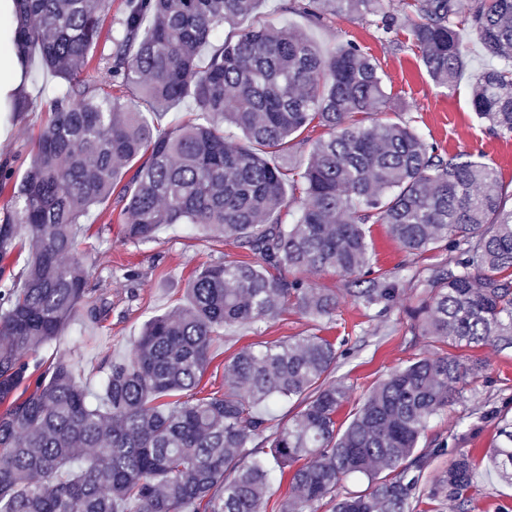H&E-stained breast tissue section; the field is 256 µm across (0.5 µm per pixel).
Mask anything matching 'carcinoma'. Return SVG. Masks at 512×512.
Wrapping results in <instances>:
<instances>
[{
	"label": "carcinoma",
	"mask_w": 512,
	"mask_h": 512,
	"mask_svg": "<svg viewBox=\"0 0 512 512\" xmlns=\"http://www.w3.org/2000/svg\"><path fill=\"white\" fill-rule=\"evenodd\" d=\"M15 4L23 73L36 51L63 86L0 224V263L16 240L29 245L22 286L0 281V512H266L271 482L287 471L296 493L277 512H414L424 499L467 500L473 456L456 452L432 478L448 444L422 448L420 438L484 377L478 359L415 358L342 424L349 387L330 376L343 353L324 336L245 348L224 365L223 393L204 395L200 385L219 329L274 320L288 305L333 318L337 295L298 272L354 276L364 284L350 291L354 300L392 308L396 288L372 271V218L410 253L462 248L415 277L406 309L413 335L455 348L512 347V188L495 169L471 154L436 153L408 125L366 122L387 105L375 61L353 42L325 54L300 30L239 29L260 0H126L105 45L110 0ZM291 9L314 22L368 17L391 42L408 22L440 88L468 65L462 27L490 57L512 61V0H403L401 15L389 0H298ZM228 27L239 32L226 37ZM96 54L144 110L84 75ZM186 99L192 117L160 131L153 116ZM471 106L512 137V64L483 72ZM226 124L240 141L228 140ZM316 127L325 136L304 168L267 160L304 149ZM110 202L129 241L189 224L236 240L258 261L195 271L185 303L144 325L94 398L70 360L45 367L33 355L78 316L106 315L108 302L90 298L77 246L88 212ZM282 402L295 412L273 431ZM502 435L487 466L512 482V423ZM352 477L366 489L341 493Z\"/></svg>",
	"instance_id": "carcinoma-1"
}]
</instances>
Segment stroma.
<instances>
[{
    "instance_id": "35a3bbf8",
    "label": "stroma",
    "mask_w": 512,
    "mask_h": 512,
    "mask_svg": "<svg viewBox=\"0 0 512 512\" xmlns=\"http://www.w3.org/2000/svg\"><path fill=\"white\" fill-rule=\"evenodd\" d=\"M288 3L262 0L258 10L245 19V26L287 25L305 32L326 53L356 42L386 75L388 103L383 111L373 113V121L410 124L441 155H474L493 165L503 183H512V139L490 133L470 105L473 85L492 61L469 31H461L460 38L470 63L447 90L428 77L408 32H401L402 45L397 48L381 39L366 21L336 15L315 25L302 14L288 11ZM60 86V79L43 68L39 56H32L24 96L31 104L30 111L0 114V121L12 128L8 140L0 145V167L8 168L14 178H22L28 169L38 133L48 117L49 102ZM89 225L81 246L89 251L92 295L104 298L111 310L97 324L79 319L40 349L39 356L45 360L60 355L69 358L77 381L96 390L110 360L130 351L150 319L182 305L195 270L221 259L245 260L249 254L234 241L212 242L183 224L163 228L150 243H133L124 238L121 224L112 221L107 208L93 209ZM368 231L377 268L400 281L396 307L390 314L354 301L346 292L348 277L339 272H305L308 284L338 294L334 320L317 322L289 308L271 322L221 330L211 343L212 361L202 380L205 391L223 390L224 365L241 349L315 333L335 340L337 347L348 353L333 375L351 388L349 400L337 416L342 422L389 371L414 358L444 352V345L412 336L405 309L414 301L413 276L456 259L458 250L414 256L390 238L385 225L369 224ZM475 355L486 365V380L467 387L448 413L431 421L422 439L426 446L442 440L448 443V455L433 464L436 473L447 468L450 453L471 452L478 460L474 489L467 502L428 501L420 504L417 512H512V484L490 472L483 459L486 451L501 443L504 421L512 420V348L485 347Z\"/></svg>"
}]
</instances>
